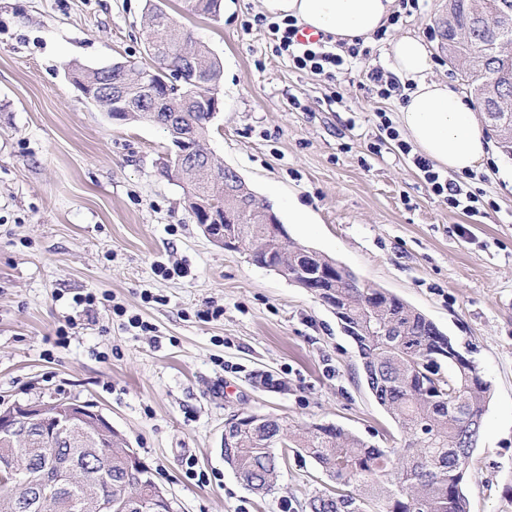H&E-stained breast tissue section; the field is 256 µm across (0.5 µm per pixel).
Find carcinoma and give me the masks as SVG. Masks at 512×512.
<instances>
[{
  "label": "carcinoma",
  "instance_id": "cac0c4a2",
  "mask_svg": "<svg viewBox=\"0 0 512 512\" xmlns=\"http://www.w3.org/2000/svg\"><path fill=\"white\" fill-rule=\"evenodd\" d=\"M512 0H453L455 36L463 41L464 67L475 77L492 75L497 94L474 96L485 113L487 133L512 157V131L500 132L495 112L499 101L512 103V75L500 76L502 61L512 58V33L503 38L492 27L501 2ZM194 13L217 15L221 0H186ZM148 51L166 53L177 47L191 60L192 70L207 80L204 93L219 95L221 63L197 42L166 10L151 4L145 15ZM121 78L110 68L82 71V88L100 85L104 76ZM186 82L171 88L164 111L157 113L169 136L171 150L163 163L165 176L183 184L185 195L213 198L224 203V187H236L237 174L224 166L208 147L212 124L203 104L189 99ZM193 142L219 175L216 181L192 183L182 176L180 152ZM257 266L279 259L277 246L250 256ZM317 296L333 303L344 333L354 342L368 389L390 414L404 438L399 447L381 448L334 424L293 425L284 418L268 419L261 426H232L224 436V462L244 487L257 495L275 490L288 452L309 457L328 480L304 504L305 512H469L463 493L464 474L477 445L490 385L476 364L464 357L452 340L425 315L383 288L364 287L351 274L334 288H319ZM10 452L25 463L15 480L0 483V512H37L30 507L27 471L37 469L53 480L74 467L94 472L95 459L81 445H59L56 453L16 445ZM149 479L127 460L120 440L112 441L108 478L99 482L102 497L114 500L143 498ZM82 492L65 486L55 512H80Z\"/></svg>",
  "mask_w": 512,
  "mask_h": 512
}]
</instances>
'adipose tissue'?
I'll return each instance as SVG.
<instances>
[{
	"label": "adipose tissue",
	"mask_w": 512,
	"mask_h": 512,
	"mask_svg": "<svg viewBox=\"0 0 512 512\" xmlns=\"http://www.w3.org/2000/svg\"><path fill=\"white\" fill-rule=\"evenodd\" d=\"M277 18H294L298 25L338 39H366L384 27L396 0H263ZM394 72L412 82L399 103L403 126L420 150L439 166L463 173L478 168L487 144L475 112L448 84L430 79L432 59L425 41L404 34L393 44Z\"/></svg>",
	"instance_id": "obj_1"
}]
</instances>
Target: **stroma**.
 I'll return each mask as SVG.
<instances>
[{
    "label": "stroma",
    "instance_id": "1",
    "mask_svg": "<svg viewBox=\"0 0 512 512\" xmlns=\"http://www.w3.org/2000/svg\"><path fill=\"white\" fill-rule=\"evenodd\" d=\"M223 65L209 148L269 203L299 243L425 314L491 384L464 479L469 512H512V158L491 145L472 174L476 216L427 187L378 113L363 67L335 80L276 53L263 0L218 17L161 0ZM419 10L366 46L390 70L395 38L428 45L432 79L460 89L436 18ZM147 0H0V407L64 395L98 406L130 441L177 512H301L321 489L314 462L289 455L276 489H244L224 462V423L255 411L334 424L384 448L401 435L368 391L353 341L315 293L212 242L162 172L171 144L150 123L89 103L74 69L151 63ZM294 201L307 221L293 223ZM170 268L161 276L159 267ZM97 301L84 313L77 297ZM151 325L122 328L113 304ZM218 316L201 318L206 304ZM78 326L66 344L57 331ZM193 460L204 481L188 479Z\"/></svg>",
    "mask_w": 512,
    "mask_h": 512
}]
</instances>
